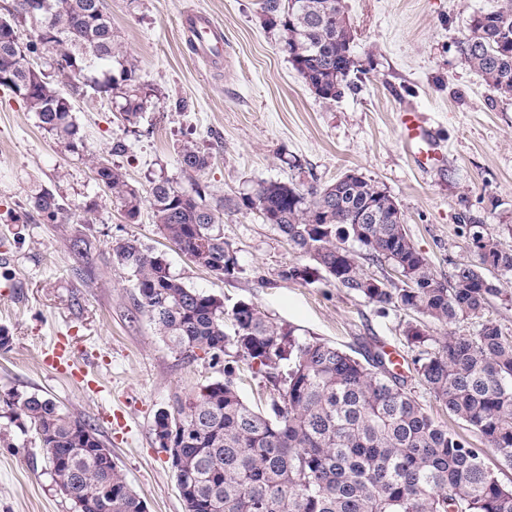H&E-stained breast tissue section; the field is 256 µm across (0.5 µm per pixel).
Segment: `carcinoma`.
Segmentation results:
<instances>
[{
	"label": "carcinoma",
	"instance_id": "obj_1",
	"mask_svg": "<svg viewBox=\"0 0 512 512\" xmlns=\"http://www.w3.org/2000/svg\"><path fill=\"white\" fill-rule=\"evenodd\" d=\"M262 9L309 89L336 100L358 70L342 0H263ZM21 20L35 28L26 53L15 31ZM42 49L53 51L58 72L83 78L111 96L127 122H137L147 94L100 0H15L13 12L0 16V87L77 153L83 137L70 99L27 57ZM459 51L497 94L512 97V0L476 15ZM86 161L129 221L149 203L163 238L217 277L239 271L222 224L224 206L242 205L310 260L283 271L284 279L325 277L371 303L413 314L403 336L420 382L512 468V333L485 318L490 299L503 295L492 276L512 272V248L483 226L463 231L477 262L455 266L442 280L401 223L395 198L353 170L324 186L261 181L241 201L212 206L199 183L187 189L164 178L145 201L106 157L89 153ZM179 161L187 174L209 165L192 143L182 146ZM29 206L56 224L72 220L70 208L48 189L31 195ZM365 208L377 221L357 223ZM112 259L128 269L138 306L179 357L203 353L217 361L232 350L273 386L269 409L256 410L229 371L155 415L156 437L183 424L176 482L185 512H512V485L487 466L485 449L435 421L386 352L369 350L360 360L302 337L251 302L228 310L222 299L187 287L135 238L113 245ZM363 259L395 275L370 274ZM461 322L473 325V333H431L433 325ZM0 417L33 433L75 512H142L143 501L112 461V450L95 452L106 444L90 424L50 398L14 389L0 392Z\"/></svg>",
	"mask_w": 512,
	"mask_h": 512
}]
</instances>
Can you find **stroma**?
<instances>
[{
	"label": "stroma",
	"instance_id": "1",
	"mask_svg": "<svg viewBox=\"0 0 512 512\" xmlns=\"http://www.w3.org/2000/svg\"><path fill=\"white\" fill-rule=\"evenodd\" d=\"M498 0H344L361 71L341 96L319 99L293 69L261 0H102L116 39L135 59L148 96L137 124L124 121L110 96L59 73L50 51L32 61L68 94L86 152H107L141 193L167 178L198 182L209 199H239L261 181L334 182L353 170L396 199L415 246L438 277L475 262L461 228L483 225L512 247V99L472 70L458 42L474 15ZM209 15L224 31V61L197 58L182 32L184 11ZM190 108L179 112L177 99ZM424 112L442 156L416 171L400 139L398 114ZM125 152L112 150L115 142ZM196 144L210 157L195 175L179 152ZM47 188L70 204V223L32 213L30 196ZM224 240L239 273L220 279L191 263L158 233L150 210L129 222L120 201L98 185L87 161L43 130L35 113L0 87V276L22 282L21 299L0 296V328L13 338L0 351V391L18 389L59 402L95 427L149 512H184L170 463L152 431L157 411L175 395L223 379L232 367L244 400L265 407L268 381L246 364L219 365L173 354L135 300L126 268L112 259L116 242L135 238L164 255L184 283L226 305L250 301L272 321L302 329L354 356L393 349L407 387L438 422L482 445L419 381L402 334L409 315L380 308L322 279H284L307 264L257 212L224 213ZM96 366L82 378L52 364L55 347ZM15 445L0 447V512H73L55 486L46 454L31 435L0 418Z\"/></svg>",
	"mask_w": 512,
	"mask_h": 512
}]
</instances>
